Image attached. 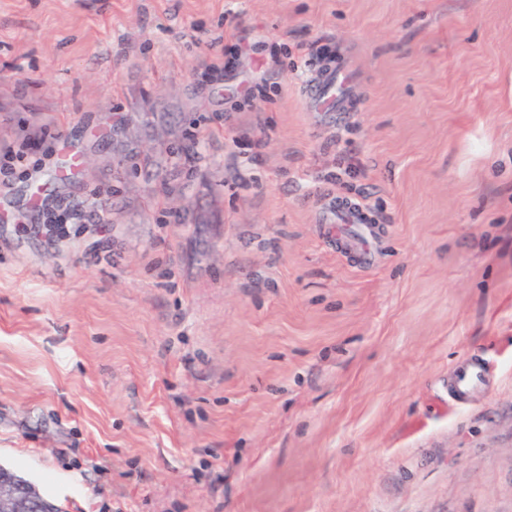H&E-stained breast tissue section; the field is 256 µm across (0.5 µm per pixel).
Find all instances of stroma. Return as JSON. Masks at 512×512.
I'll return each mask as SVG.
<instances>
[{"instance_id":"35a3bbf8","label":"stroma","mask_w":512,"mask_h":512,"mask_svg":"<svg viewBox=\"0 0 512 512\" xmlns=\"http://www.w3.org/2000/svg\"><path fill=\"white\" fill-rule=\"evenodd\" d=\"M23 143L0 464L61 512H512V0H0ZM350 73L344 70L329 72L314 80V84L308 88V95L313 98L316 105L327 111L336 103L339 105L342 95L350 83ZM336 224H356L366 230L372 225L364 208L352 203L336 206ZM486 369L475 362H468L458 368L450 381L449 389L458 402L468 401L484 385Z\"/></svg>"}]
</instances>
